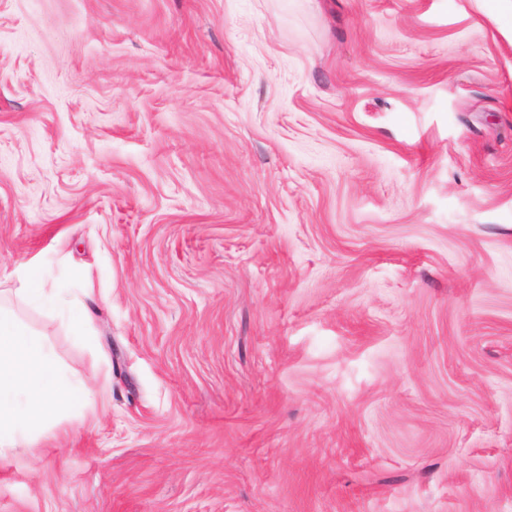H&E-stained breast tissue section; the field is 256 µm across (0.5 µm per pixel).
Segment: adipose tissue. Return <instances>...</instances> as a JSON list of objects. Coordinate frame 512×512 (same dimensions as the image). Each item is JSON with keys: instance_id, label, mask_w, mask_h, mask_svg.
<instances>
[{"instance_id": "obj_1", "label": "adipose tissue", "mask_w": 512, "mask_h": 512, "mask_svg": "<svg viewBox=\"0 0 512 512\" xmlns=\"http://www.w3.org/2000/svg\"><path fill=\"white\" fill-rule=\"evenodd\" d=\"M44 308L58 304L39 270L21 265L17 285L0 290V458L28 447L72 405L85 402L89 379L72 380L56 366L40 334L30 331L9 306L11 298Z\"/></svg>"}]
</instances>
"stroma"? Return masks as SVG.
I'll return each mask as SVG.
<instances>
[{
    "mask_svg": "<svg viewBox=\"0 0 512 512\" xmlns=\"http://www.w3.org/2000/svg\"><path fill=\"white\" fill-rule=\"evenodd\" d=\"M22 262L98 385L0 512H512L499 0H0Z\"/></svg>",
    "mask_w": 512,
    "mask_h": 512,
    "instance_id": "stroma-1",
    "label": "stroma"
}]
</instances>
